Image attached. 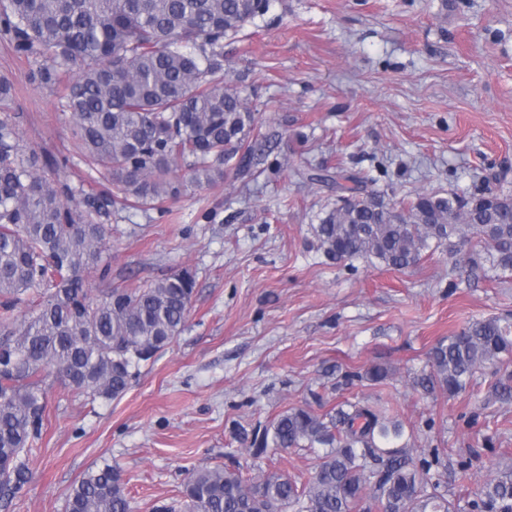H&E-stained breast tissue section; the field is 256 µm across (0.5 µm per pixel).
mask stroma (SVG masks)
Masks as SVG:
<instances>
[{
    "label": "stroma",
    "mask_w": 512,
    "mask_h": 512,
    "mask_svg": "<svg viewBox=\"0 0 512 512\" xmlns=\"http://www.w3.org/2000/svg\"><path fill=\"white\" fill-rule=\"evenodd\" d=\"M225 82L256 117L247 166L189 184L177 200L130 206L120 185L77 149L61 88L41 84L44 58L18 55L0 35V98L21 151L68 184L70 205L106 197L107 278L94 292L195 277L183 331L117 399H91L46 378L45 428L29 480L6 512H65L89 468L121 471L131 512L182 501L193 469L222 467L248 481L309 476L319 452L266 443L291 407L329 412L340 402L387 410L414 457L440 452L450 500L475 499L512 467V396L489 369L466 392L423 393L430 352L475 320L512 317V272L444 249L394 270L324 254L314 228L338 202L337 171L366 194L406 205L419 192L512 191V0H271L225 38ZM386 379H362L368 367Z\"/></svg>",
    "instance_id": "35a3bbf8"
}]
</instances>
